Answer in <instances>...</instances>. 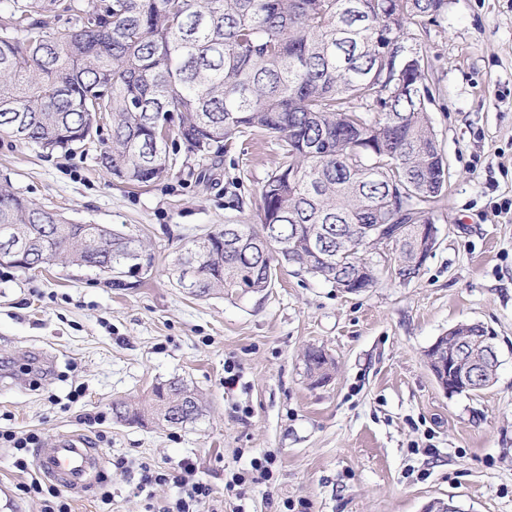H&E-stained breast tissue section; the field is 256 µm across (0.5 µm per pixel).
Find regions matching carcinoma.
Returning a JSON list of instances; mask_svg holds the SVG:
<instances>
[{
  "mask_svg": "<svg viewBox=\"0 0 512 512\" xmlns=\"http://www.w3.org/2000/svg\"><path fill=\"white\" fill-rule=\"evenodd\" d=\"M11 27L0 29V137L51 154L74 152L98 136L110 142L96 157L105 171L147 184L170 171L168 142L182 140L208 158L248 131L275 138L284 162L265 180L254 218L285 240L283 263L329 282L346 277L336 250L364 223L366 207L392 204L389 183L370 182L349 153L370 146V127L391 114L388 148L417 194L414 208L431 214L447 191V162L431 127L430 91L421 59L403 41L409 25L441 14L448 0H12ZM168 138L153 142L159 117ZM27 240L24 262L95 267L122 285L129 261L126 234L69 223L0 183V234ZM210 246L199 238L175 258L171 277L192 262L196 296L260 293L277 266L254 244L224 251V228ZM397 259L409 265L417 227L389 224ZM308 375L329 377L327 354L307 350ZM205 412L197 389L173 380L155 384L144 403L113 405L116 418L175 427Z\"/></svg>",
  "mask_w": 512,
  "mask_h": 512,
  "instance_id": "obj_1",
  "label": "carcinoma"
}]
</instances>
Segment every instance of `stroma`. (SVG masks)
Here are the masks:
<instances>
[{
    "label": "stroma",
    "instance_id": "stroma-1",
    "mask_svg": "<svg viewBox=\"0 0 512 512\" xmlns=\"http://www.w3.org/2000/svg\"><path fill=\"white\" fill-rule=\"evenodd\" d=\"M405 43L423 59L448 164L436 243L408 282L383 271L351 294L285 265L242 297L175 285L187 241L256 213L282 158L266 134H241L216 166L173 141L169 175L140 188L98 167V143L49 155L0 138V182L72 223L121 228L152 255L149 273L119 287L93 268L0 266V429L36 433L44 448L78 436L103 455L92 488L60 490L70 512H160L179 490H137L138 467L185 458L213 490L210 512H286L289 501L305 512H425L448 500L458 512H512V0H448ZM466 322L495 332L497 379L450 394L426 352ZM311 348L334 362L325 383L306 373ZM172 379L202 392L198 420L116 419V401ZM266 453L277 457L269 483L225 491ZM35 455L0 444V512H44L58 490ZM35 479L42 493L24 492Z\"/></svg>",
    "mask_w": 512,
    "mask_h": 512
}]
</instances>
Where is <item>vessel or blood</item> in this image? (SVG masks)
<instances>
[{
    "instance_id": "vessel-or-blood-1",
    "label": "vessel or blood",
    "mask_w": 512,
    "mask_h": 512,
    "mask_svg": "<svg viewBox=\"0 0 512 512\" xmlns=\"http://www.w3.org/2000/svg\"><path fill=\"white\" fill-rule=\"evenodd\" d=\"M36 458L37 468L45 477L72 489L90 482L99 453L87 447L83 439L73 436L39 449Z\"/></svg>"
}]
</instances>
